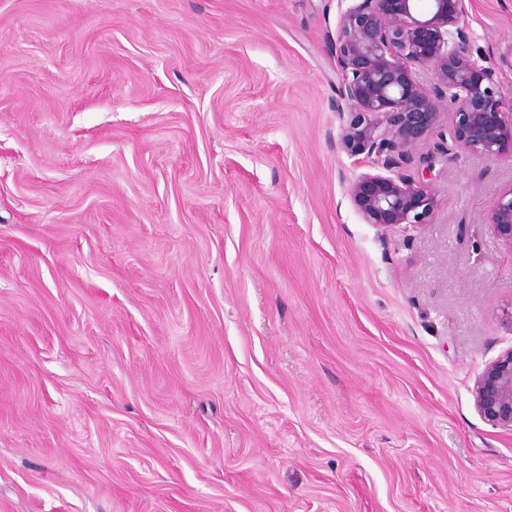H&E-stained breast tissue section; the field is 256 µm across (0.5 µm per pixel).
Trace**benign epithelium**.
I'll list each match as a JSON object with an SVG mask.
<instances>
[{"mask_svg": "<svg viewBox=\"0 0 512 512\" xmlns=\"http://www.w3.org/2000/svg\"><path fill=\"white\" fill-rule=\"evenodd\" d=\"M336 61L339 99L349 114L340 143L363 169L347 186L367 224L388 230L430 223L436 200L424 172L413 168L414 148L433 134L450 141L444 152L496 160L512 154V113L498 110L495 70L474 58L460 21L468 0H339ZM442 87L430 95L422 74ZM448 109L441 130L440 109ZM489 224L512 248V188L492 204ZM477 412L512 429V348L489 361L474 389Z\"/></svg>", "mask_w": 512, "mask_h": 512, "instance_id": "benign-epithelium-1", "label": "benign epithelium"}]
</instances>
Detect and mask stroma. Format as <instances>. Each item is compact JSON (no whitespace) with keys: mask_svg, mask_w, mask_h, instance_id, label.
Segmentation results:
<instances>
[{"mask_svg":"<svg viewBox=\"0 0 512 512\" xmlns=\"http://www.w3.org/2000/svg\"><path fill=\"white\" fill-rule=\"evenodd\" d=\"M338 0H0V512H512V157L346 195ZM469 50L512 113V0ZM489 224L496 235L512 248V188L500 195L492 204ZM473 393L476 410L485 421L512 429V348L485 365Z\"/></svg>","mask_w":512,"mask_h":512,"instance_id":"stroma-1","label":"stroma"}]
</instances>
